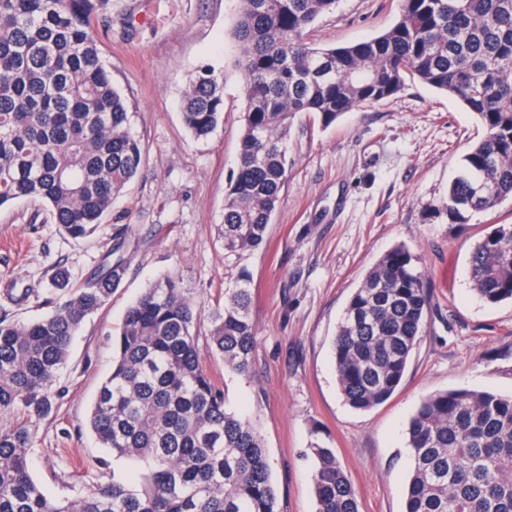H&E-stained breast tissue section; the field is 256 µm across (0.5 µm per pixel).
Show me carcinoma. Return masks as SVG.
<instances>
[{"label": "carcinoma", "mask_w": 512, "mask_h": 512, "mask_svg": "<svg viewBox=\"0 0 512 512\" xmlns=\"http://www.w3.org/2000/svg\"><path fill=\"white\" fill-rule=\"evenodd\" d=\"M233 35L244 96L236 168L224 199V255L236 275L210 312L207 343L224 369L250 372L255 350L252 273L245 257L266 243L288 179V132L297 116L328 127L390 99L407 81L457 98L482 138L463 157L435 217L512 201V0H398L394 25L344 47H316L309 28L337 0H240ZM112 0H0V206L48 205L74 238L92 234L142 164L129 107L99 55L95 21ZM223 76L202 68L181 115L206 137L224 112ZM127 229L115 259L85 284L53 277L52 310L26 323L0 313V512H278L267 448L250 419L229 410L200 359V306L166 276L127 308L113 338L112 371L89 426L116 459L139 465L134 482L112 478L73 497L45 493L28 467L27 423L48 416L58 372L85 319L127 270ZM470 276L488 303L512 300V228L473 247ZM427 275L405 247L385 253L352 293L332 341L346 403L369 411L400 386L427 322ZM412 457L404 512H512V395L452 389L424 399L410 420ZM316 512H359L333 449L312 446Z\"/></svg>", "instance_id": "obj_1"}]
</instances>
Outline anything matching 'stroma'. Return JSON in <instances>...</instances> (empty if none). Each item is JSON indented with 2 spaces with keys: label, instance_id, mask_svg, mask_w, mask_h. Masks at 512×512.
Returning <instances> with one entry per match:
<instances>
[{
  "label": "stroma",
  "instance_id": "35a3bbf8",
  "mask_svg": "<svg viewBox=\"0 0 512 512\" xmlns=\"http://www.w3.org/2000/svg\"><path fill=\"white\" fill-rule=\"evenodd\" d=\"M238 10L239 0H112L110 18L98 25V48L129 106L143 153L139 173L104 224L81 239L53 224L41 202L0 206V311L21 322L46 313L56 269L71 284L84 282L101 266L115 229L128 230L123 280L73 337L54 411L29 425L30 473L52 496L125 479L135 469L113 460L87 426L128 306L169 275L208 311L223 302L236 272L224 258L220 226L243 124L232 36ZM397 15L396 0H338L309 38L319 47L347 46L385 32ZM205 65L223 77L224 112L199 139L185 127L180 103ZM483 133L455 98L416 81L330 127L305 115L291 126L288 180L265 248L247 261L256 329L249 376L226 371L207 343L199 345L228 408L249 417L264 441L279 512H316L315 442L333 448L359 512H402L411 468L406 429L421 400L450 389L512 394V303L484 302L468 265L484 234L512 225V203L465 224L431 215ZM398 245L428 275L431 311L399 389L357 412L340 394L331 341L354 289ZM10 288L31 294L16 305Z\"/></svg>",
  "mask_w": 512,
  "mask_h": 512
}]
</instances>
